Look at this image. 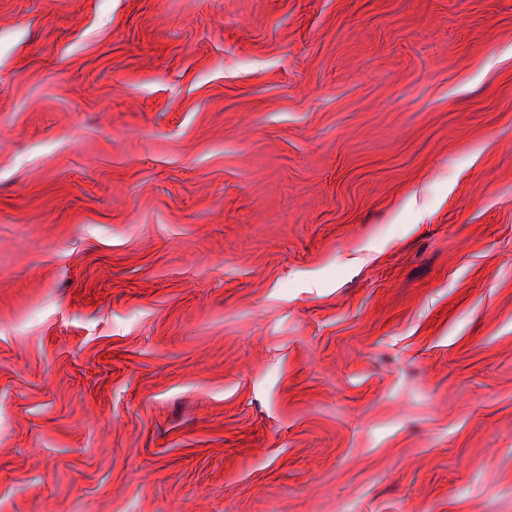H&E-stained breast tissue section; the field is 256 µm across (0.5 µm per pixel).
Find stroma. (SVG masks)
I'll list each match as a JSON object with an SVG mask.
<instances>
[{"label":"stroma","mask_w":512,"mask_h":512,"mask_svg":"<svg viewBox=\"0 0 512 512\" xmlns=\"http://www.w3.org/2000/svg\"><path fill=\"white\" fill-rule=\"evenodd\" d=\"M0 512H512V0H0Z\"/></svg>","instance_id":"obj_1"}]
</instances>
